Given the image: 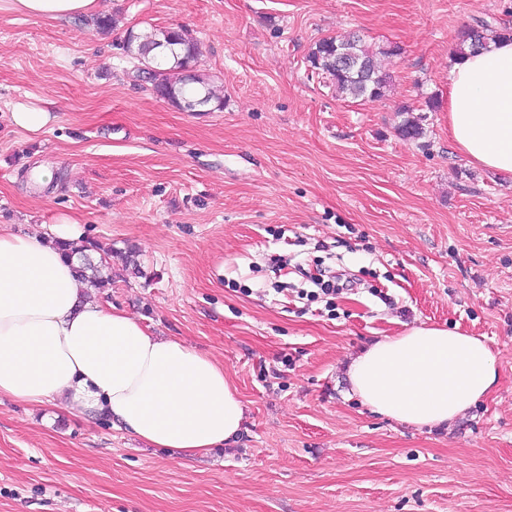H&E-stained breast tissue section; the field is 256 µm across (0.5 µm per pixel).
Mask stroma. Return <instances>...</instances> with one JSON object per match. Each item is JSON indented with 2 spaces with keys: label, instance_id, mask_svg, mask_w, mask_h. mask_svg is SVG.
<instances>
[{
  "label": "stroma",
  "instance_id": "1",
  "mask_svg": "<svg viewBox=\"0 0 512 512\" xmlns=\"http://www.w3.org/2000/svg\"><path fill=\"white\" fill-rule=\"evenodd\" d=\"M488 16L512 24V0L0 9V225L77 221L114 252L101 301L223 363L246 408L235 445L187 459L103 417L0 402V512H512V176L448 136L457 34ZM150 27L200 41L220 110L182 111L135 81L122 44ZM352 34L393 52L380 100L310 70L315 42ZM20 106L52 119L15 127ZM404 107L420 139L398 135ZM41 165L56 175L39 189ZM320 268L351 280L331 310L301 296ZM422 324L495 356L490 394L445 428L372 412L344 375Z\"/></svg>",
  "mask_w": 512,
  "mask_h": 512
}]
</instances>
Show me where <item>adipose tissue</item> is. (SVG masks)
<instances>
[{
	"label": "adipose tissue",
	"mask_w": 512,
	"mask_h": 512,
	"mask_svg": "<svg viewBox=\"0 0 512 512\" xmlns=\"http://www.w3.org/2000/svg\"><path fill=\"white\" fill-rule=\"evenodd\" d=\"M8 2L57 20L93 14L96 0ZM448 133L473 164L512 174V40L455 59ZM81 236L67 217L43 234L0 229V398L104 414L147 447L179 457L233 441L244 409L223 365L98 300L58 247ZM347 377L372 412L433 427L487 396L497 370L480 339L414 326L363 350Z\"/></svg>",
	"instance_id": "1"
}]
</instances>
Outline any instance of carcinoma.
Returning <instances> with one entry per match:
<instances>
[{"label":"carcinoma","instance_id":"carcinoma-1","mask_svg":"<svg viewBox=\"0 0 512 512\" xmlns=\"http://www.w3.org/2000/svg\"><path fill=\"white\" fill-rule=\"evenodd\" d=\"M491 38L512 39V27L495 19L479 20L476 25H469L459 32L457 54L462 55L467 50L477 52ZM159 47L174 49L173 65L167 64V57L153 54ZM123 49L127 56L141 64L136 77H147L160 98L181 109L186 101L206 94L214 107L222 108V100L214 95L208 80L195 70L202 47L188 30L155 28L147 33L131 32L124 41ZM379 54L389 58L397 54V49L376 53L354 36L346 40L326 37L315 43L308 54V62L312 73L325 79L337 91L354 99L378 100L385 96L391 79L389 71L378 62ZM82 249L100 251L102 256L98 266L83 258L77 273L83 278L88 275L95 277L103 288L111 285L112 279L102 277L100 267L110 264L112 248L88 242Z\"/></svg>","mask_w":512,"mask_h":512}]
</instances>
